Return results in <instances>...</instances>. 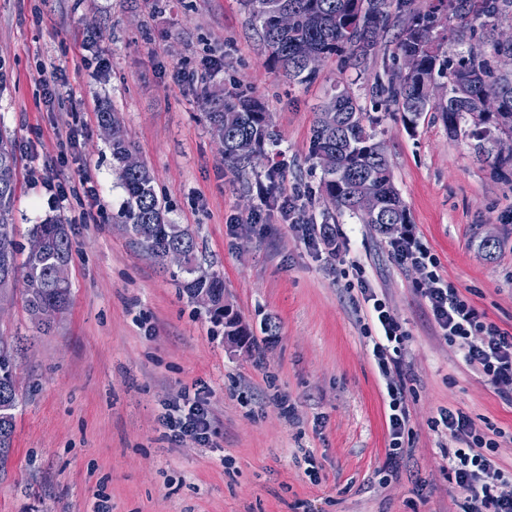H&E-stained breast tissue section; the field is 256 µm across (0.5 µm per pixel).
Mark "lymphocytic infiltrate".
I'll return each instance as SVG.
<instances>
[{
  "instance_id": "lymphocytic-infiltrate-1",
  "label": "lymphocytic infiltrate",
  "mask_w": 512,
  "mask_h": 512,
  "mask_svg": "<svg viewBox=\"0 0 512 512\" xmlns=\"http://www.w3.org/2000/svg\"><path fill=\"white\" fill-rule=\"evenodd\" d=\"M390 244L397 261L418 270L419 292L435 324L450 345L458 347L466 363L483 376L501 397L512 402V333L487 321L472 301L445 278L438 258L420 243L411 225H401L391 235ZM368 314L380 334L372 354L385 380L390 443L386 470L398 473L409 450L405 433L409 412L406 404L405 341L407 332L386 302L372 288H364ZM178 437L206 442L210 416L201 400L179 407L163 420ZM448 434L454 446L446 450L448 478L464 494L462 512H512V491H505L503 473L496 460L499 443L478 431L459 410L441 409L434 422Z\"/></svg>"
}]
</instances>
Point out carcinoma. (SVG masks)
<instances>
[{
  "mask_svg": "<svg viewBox=\"0 0 512 512\" xmlns=\"http://www.w3.org/2000/svg\"><path fill=\"white\" fill-rule=\"evenodd\" d=\"M404 0H242L244 8L261 29L269 64L290 81L304 82L316 75L305 57L310 53L340 56L352 65L362 64L376 53L373 43L379 31L388 27L394 16L393 3ZM294 15L295 25L283 29L278 14ZM470 20V40L465 53L456 62L444 54L448 34L455 32L451 18ZM453 17H448L447 0H437L428 13L410 11L402 22L391 51L397 60L405 56L417 59V69L408 75L397 73L383 82L375 78L371 93L393 108L403 124L411 129L426 112H436L448 129L475 140V156L504 173L512 169V156H501L487 149L494 134L512 135V71L501 73L491 67L481 49L485 37L492 38L498 55L512 56V42L495 38L498 22L512 19V0H456ZM448 75V95L434 102L430 92L435 75ZM325 112L340 114L334 126L317 117L312 129L311 156L320 165V195L332 210L357 216L379 233L382 224H409V211L393 182L391 164L383 144L377 139L373 121L352 93L343 88L323 107ZM207 121L214 136L224 138V165L236 171L252 167L267 158L266 146L278 143L270 113L255 98L237 91L211 101ZM104 125L113 127L112 158L127 199L118 218L130 227L137 242L156 260L163 261L168 247L185 253V273L191 278L182 282L190 298L205 294L211 309L224 315V335L243 337L255 343L249 329L236 315L224 314V280L201 269L197 263L198 242L194 233L170 232L173 223L169 209L154 189L148 168L132 171L125 167L124 155L134 146L126 137L114 113L101 112ZM15 155L12 145L0 138V299L13 290L18 278L25 284L26 306L32 319L37 310L51 305L66 309L70 286L57 284L50 277L51 268L71 261V243L65 225L50 221L34 225L26 239H16L15 225L9 223L16 190ZM373 193L381 209L366 213L359 198ZM40 239L44 250L35 253L29 242ZM13 350L0 345V466L12 451L15 410L18 408L13 376Z\"/></svg>",
  "mask_w": 512,
  "mask_h": 512,
  "instance_id": "cac0c4a2",
  "label": "carcinoma"
}]
</instances>
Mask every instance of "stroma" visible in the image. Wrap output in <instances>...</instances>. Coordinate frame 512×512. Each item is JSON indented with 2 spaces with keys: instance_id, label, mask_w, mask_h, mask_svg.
<instances>
[{
  "instance_id": "obj_1",
  "label": "stroma",
  "mask_w": 512,
  "mask_h": 512,
  "mask_svg": "<svg viewBox=\"0 0 512 512\" xmlns=\"http://www.w3.org/2000/svg\"><path fill=\"white\" fill-rule=\"evenodd\" d=\"M394 34L385 29L383 48ZM383 48L364 69L328 57L314 79L291 84L268 64L240 0H0L11 221L21 238L61 221L72 244L69 307L49 332L33 324L23 287L0 304L18 394L0 512H461L450 442L432 426L443 408L500 430L497 462L512 480V403L444 340L420 273L357 217H337L332 248L300 233L325 209L310 154L316 114L346 85L376 121L417 238L488 321L512 332V171L477 161L473 139L450 135L436 113L410 130L375 107V77L401 67ZM242 89L271 114L282 177L269 179L263 163L243 176L224 164L206 101ZM106 108L169 219L195 232L203 267L223 277L224 302L253 346L228 343L223 322L179 287L176 264L116 222L126 194ZM60 182L63 201L53 197ZM487 237L497 243L490 258L479 248ZM362 278L409 333L410 453L386 481V390ZM195 394L210 412L208 442L166 436L161 415Z\"/></svg>"
}]
</instances>
